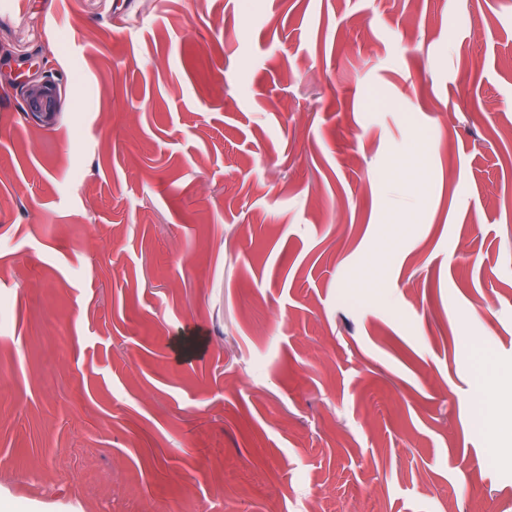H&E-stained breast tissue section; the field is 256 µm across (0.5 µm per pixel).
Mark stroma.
Returning a JSON list of instances; mask_svg holds the SVG:
<instances>
[{"label":"stroma","mask_w":512,"mask_h":512,"mask_svg":"<svg viewBox=\"0 0 512 512\" xmlns=\"http://www.w3.org/2000/svg\"><path fill=\"white\" fill-rule=\"evenodd\" d=\"M0 496L512 512V0L0 5ZM44 73L35 70L21 80L20 94L32 118L45 125H52L58 114L59 88Z\"/></svg>","instance_id":"obj_1"}]
</instances>
